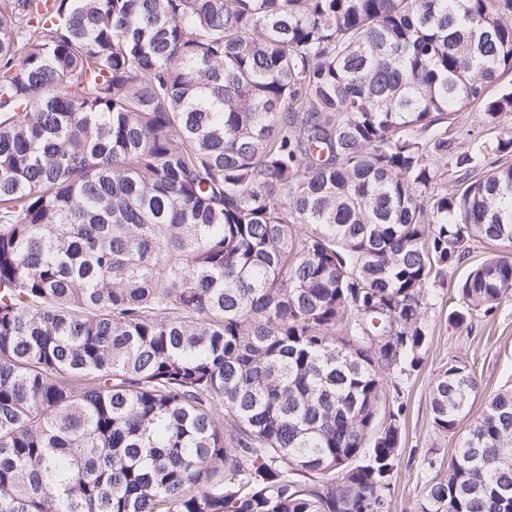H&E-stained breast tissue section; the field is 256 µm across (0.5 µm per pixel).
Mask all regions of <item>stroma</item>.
<instances>
[{
    "label": "stroma",
    "instance_id": "obj_1",
    "mask_svg": "<svg viewBox=\"0 0 512 512\" xmlns=\"http://www.w3.org/2000/svg\"><path fill=\"white\" fill-rule=\"evenodd\" d=\"M456 281V276H449L447 285L438 289L425 315L428 351L423 368L406 385L408 418L403 465L393 480L387 512H412L427 477L422 467L424 455L434 448L444 460L455 446V438L436 434L432 427L429 391L440 367L455 355L474 361L479 379L478 394L470 411L474 418L482 412L491 394L512 382V301L504 303L492 316L476 318L471 332H461L448 323V313L458 303Z\"/></svg>",
    "mask_w": 512,
    "mask_h": 512
}]
</instances>
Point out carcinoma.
<instances>
[{
    "instance_id": "1",
    "label": "carcinoma",
    "mask_w": 512,
    "mask_h": 512,
    "mask_svg": "<svg viewBox=\"0 0 512 512\" xmlns=\"http://www.w3.org/2000/svg\"><path fill=\"white\" fill-rule=\"evenodd\" d=\"M511 73L512 0H0V512H385L425 311L512 246V132L448 139ZM478 388L413 512H512ZM456 126H458L457 130H461L460 133L466 131H471V136H461L459 137V133L455 135V131L448 134V136H454V151L456 153H463L468 150H471L474 143L476 142H482L486 141L487 145L490 147L493 146L495 136L490 135L489 132H485V129L483 127L482 123V114L481 112L477 110H467L465 112H459L456 115ZM474 138H476V141L473 142Z\"/></svg>"
}]
</instances>
